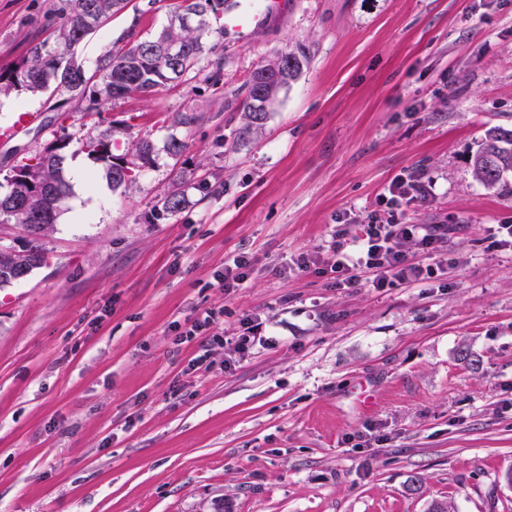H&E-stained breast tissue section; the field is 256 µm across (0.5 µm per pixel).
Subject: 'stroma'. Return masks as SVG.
<instances>
[{
  "instance_id": "1",
  "label": "stroma",
  "mask_w": 512,
  "mask_h": 512,
  "mask_svg": "<svg viewBox=\"0 0 512 512\" xmlns=\"http://www.w3.org/2000/svg\"><path fill=\"white\" fill-rule=\"evenodd\" d=\"M280 2L225 29L219 81L191 72L97 114L0 100L1 124L43 115L0 141V177L63 129L89 179L41 267L0 288V512H512V249L490 231L512 224V175L487 188L471 167L485 129L512 127V0ZM48 8L0 0V68L50 37ZM166 23L126 10L75 54L94 69L128 29ZM300 45L308 66L247 130L250 74ZM106 129L129 190L82 150ZM407 175L426 202H390ZM177 187L185 207L163 211ZM373 212L447 225V273L375 289L294 269L338 217ZM242 253L250 277L224 292ZM209 308V342L177 343ZM42 123V116L39 112H17L8 125H0V139L12 140L35 124Z\"/></svg>"
}]
</instances>
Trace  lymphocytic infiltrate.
Returning a JSON list of instances; mask_svg holds the SVG:
<instances>
[{
  "instance_id": "f902f5d3",
  "label": "lymphocytic infiltrate",
  "mask_w": 512,
  "mask_h": 512,
  "mask_svg": "<svg viewBox=\"0 0 512 512\" xmlns=\"http://www.w3.org/2000/svg\"><path fill=\"white\" fill-rule=\"evenodd\" d=\"M447 240L444 224H384L373 216L355 234L335 229L322 264L335 274L337 284L350 288L364 280L376 288L416 283L442 270V247ZM410 241L417 242L429 263L413 260L405 249Z\"/></svg>"
}]
</instances>
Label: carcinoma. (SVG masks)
I'll use <instances>...</instances> for the list:
<instances>
[{
    "mask_svg": "<svg viewBox=\"0 0 512 512\" xmlns=\"http://www.w3.org/2000/svg\"><path fill=\"white\" fill-rule=\"evenodd\" d=\"M129 0H51L48 24L53 28V40L30 44L23 60L0 71V95L25 91L33 95L51 89L63 88L72 96L88 102L86 111L101 112L112 100L127 94L149 98L170 84L180 80L195 69L209 55L216 56L212 66L221 70L224 47V29L213 27L212 20L224 14L226 0H142V7L134 15L133 23L140 16L167 9L168 24L148 38L128 31L101 54L94 74L86 75L82 64L75 59L74 48L88 32L80 18L89 14L100 23L123 11ZM174 43L181 47L176 58L167 55V47ZM281 57L293 60L288 78L268 90L269 100L295 80L308 66L310 52L300 49L289 51ZM252 72L246 82L247 96L244 112L249 119L246 130L261 126L265 113L255 111V80ZM69 146L65 135L55 137L42 152L20 160L11 173L4 176L8 189L0 194V217L6 216L21 227L24 234L21 250L0 251V287L8 286L18 277L19 252L30 251L44 255L41 244L44 233L55 223L63 211L70 194L64 161ZM83 148L87 155L103 163L104 177L112 190L127 186L133 179L129 163L112 155V131H101L86 140ZM28 169L38 175L37 184L30 186L17 179V174ZM512 173V128L492 126L481 137L473 157L475 179L486 187L499 183L503 176ZM22 196L26 208L12 210L10 199Z\"/></svg>",
    "mask_w": 512,
    "mask_h": 512,
    "instance_id": "carcinoma-1",
    "label": "carcinoma"
}]
</instances>
